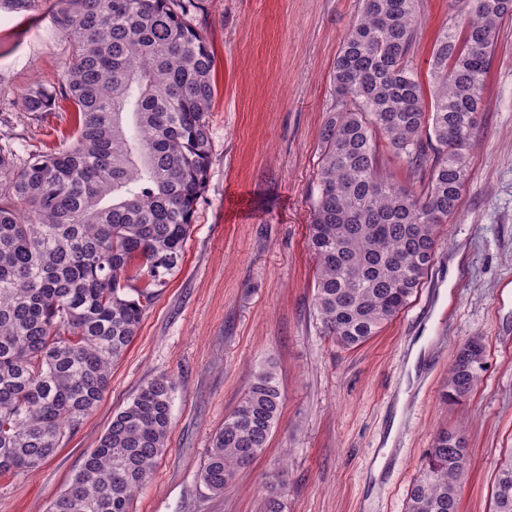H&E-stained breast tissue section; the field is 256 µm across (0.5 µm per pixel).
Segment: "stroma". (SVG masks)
<instances>
[{
  "label": "stroma",
  "instance_id": "stroma-1",
  "mask_svg": "<svg viewBox=\"0 0 512 512\" xmlns=\"http://www.w3.org/2000/svg\"><path fill=\"white\" fill-rule=\"evenodd\" d=\"M0 10V144L18 158L61 147L69 115L30 116L15 95L60 79L67 42L45 11ZM214 56L208 182L184 258L112 369L98 407L30 475L0 476V512H48L115 412L170 375L167 450L134 512H264L274 477L283 512H405L439 430L463 429L469 476L460 512H491L512 457V20L483 91L471 177L432 268L409 306L354 348L324 336L307 248L320 132L338 105L330 74L361 0H204ZM414 65L428 82L439 32L461 24L451 0H418ZM481 337L486 369L460 405L440 400L460 345ZM273 363L282 414L266 453L223 494L199 478L212 433Z\"/></svg>",
  "mask_w": 512,
  "mask_h": 512
}]
</instances>
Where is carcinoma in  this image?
Here are the masks:
<instances>
[{
  "instance_id": "cac0c4a2",
  "label": "carcinoma",
  "mask_w": 512,
  "mask_h": 512,
  "mask_svg": "<svg viewBox=\"0 0 512 512\" xmlns=\"http://www.w3.org/2000/svg\"><path fill=\"white\" fill-rule=\"evenodd\" d=\"M202 0H58L51 27L71 48L61 80L24 93L23 111L72 113L63 148L21 161L0 145V474H30L101 402L155 289L183 259L211 163L214 57L195 21ZM465 24L436 38L425 97L417 0H362L321 130L308 248L314 309L345 349L378 335L428 276L439 231L461 205L485 77L512 0H455ZM418 185L383 174L379 143ZM144 286L134 288L131 282ZM474 336L442 399L467 401L484 370ZM175 388L161 375L118 411L49 512H133L165 454ZM282 395L261 366L211 436L200 479L214 494L268 449ZM459 430L438 431L406 512H459L468 474ZM512 512V459L492 486Z\"/></svg>"
}]
</instances>
